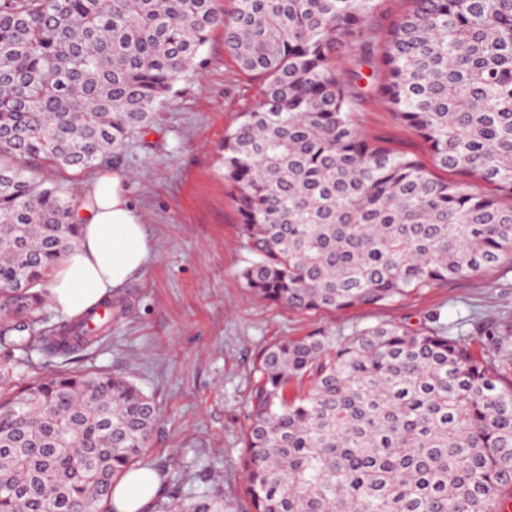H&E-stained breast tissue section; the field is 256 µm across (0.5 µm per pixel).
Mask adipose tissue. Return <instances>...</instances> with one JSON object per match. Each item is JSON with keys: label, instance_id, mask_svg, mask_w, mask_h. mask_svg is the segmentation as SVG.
Instances as JSON below:
<instances>
[{"label": "adipose tissue", "instance_id": "obj_1", "mask_svg": "<svg viewBox=\"0 0 512 512\" xmlns=\"http://www.w3.org/2000/svg\"><path fill=\"white\" fill-rule=\"evenodd\" d=\"M127 185L123 173L101 171L74 207L78 244L54 265L45 285L49 305L65 317L86 315L124 288L154 251ZM158 490L157 473L142 465L116 483L112 506L115 512H150Z\"/></svg>", "mask_w": 512, "mask_h": 512}]
</instances>
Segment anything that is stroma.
Instances as JSON below:
<instances>
[{"mask_svg": "<svg viewBox=\"0 0 512 512\" xmlns=\"http://www.w3.org/2000/svg\"><path fill=\"white\" fill-rule=\"evenodd\" d=\"M258 97L257 80L225 55L223 33L215 31L144 141L131 144L117 166L130 175L131 198L157 245L144 272L115 297L123 314L106 338L52 364L35 352L28 366L17 367L0 350V396L58 370L104 371L134 382L158 409L145 459L163 496L177 499L204 481L223 498L224 512H249L243 436L259 378L255 364L269 345L342 336L381 321L416 328L431 320L470 341L486 317H512L510 259L390 302L336 312L287 309L244 288L239 272L249 255L237 235L222 146ZM359 124L366 137L415 155L436 177L460 180L437 167L422 139L377 102L366 103Z\"/></svg>", "mask_w": 512, "mask_h": 512, "instance_id": "obj_1", "label": "stroma"}]
</instances>
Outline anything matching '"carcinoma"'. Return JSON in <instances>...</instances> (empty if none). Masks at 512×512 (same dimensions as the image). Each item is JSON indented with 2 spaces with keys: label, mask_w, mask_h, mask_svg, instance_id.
Wrapping results in <instances>:
<instances>
[{
  "label": "carcinoma",
  "mask_w": 512,
  "mask_h": 512,
  "mask_svg": "<svg viewBox=\"0 0 512 512\" xmlns=\"http://www.w3.org/2000/svg\"><path fill=\"white\" fill-rule=\"evenodd\" d=\"M0 0V347L46 358L112 321L42 325L37 288L73 248L74 202L31 162L117 164L212 32L260 80L224 137V181L251 259L246 288L298 311L370 306L512 258V0ZM358 44L364 76L336 59ZM420 136L367 139L361 80ZM496 188L489 194L484 185ZM28 282L17 290L13 285ZM474 351L442 327L381 323L284 339L260 356L244 439L252 512H505L512 486V329ZM158 411L132 382L62 372L0 400V512H111ZM156 512H224L208 487Z\"/></svg>",
  "instance_id": "carcinoma-1"
}]
</instances>
